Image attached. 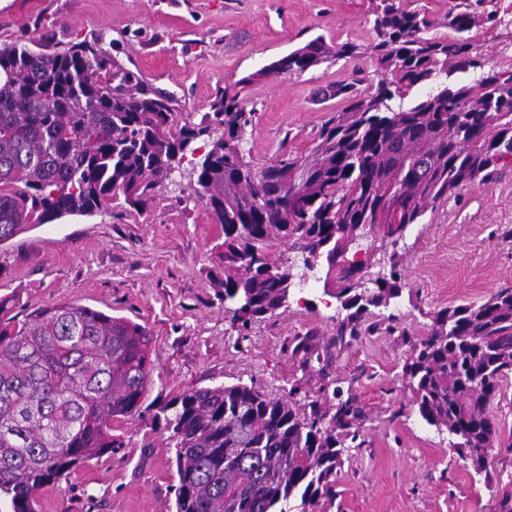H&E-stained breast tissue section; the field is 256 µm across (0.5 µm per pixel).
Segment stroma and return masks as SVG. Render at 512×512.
<instances>
[{
	"instance_id": "35a3bbf8",
	"label": "stroma",
	"mask_w": 512,
	"mask_h": 512,
	"mask_svg": "<svg viewBox=\"0 0 512 512\" xmlns=\"http://www.w3.org/2000/svg\"><path fill=\"white\" fill-rule=\"evenodd\" d=\"M379 0H7L0 46L23 40L61 50L87 42L174 93L178 118L200 123L218 88L237 86L249 113L240 148L255 169L310 154L322 125L347 101L337 85L377 80L370 57L331 60L301 74L259 71L315 37L372 40ZM253 76L251 84L242 79ZM205 135L140 212L119 208L32 226L0 243V300L26 318L56 303L86 306L145 326L151 381L144 416L114 422L123 446L48 488L38 512H174L176 468L149 405L193 388L244 384L297 408L341 390L363 409L361 447L347 449L330 512H498L512 491V376L490 411L498 439L476 473L454 437L419 415L402 375L434 315L512 287V167L428 207L371 276L398 273L399 298L374 309L357 335L323 289L324 268L292 253L286 307L241 323L219 296L221 242L190 173Z\"/></svg>"
}]
</instances>
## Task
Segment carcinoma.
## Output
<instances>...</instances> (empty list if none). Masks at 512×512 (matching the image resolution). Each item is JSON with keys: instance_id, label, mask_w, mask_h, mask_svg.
I'll return each instance as SVG.
<instances>
[{"instance_id": "carcinoma-1", "label": "carcinoma", "mask_w": 512, "mask_h": 512, "mask_svg": "<svg viewBox=\"0 0 512 512\" xmlns=\"http://www.w3.org/2000/svg\"><path fill=\"white\" fill-rule=\"evenodd\" d=\"M485 4L461 0L436 21L381 0L369 46H329L317 36L239 80L370 55L381 75L376 87L336 86L349 104L324 123L305 159L240 169L231 144L245 110L238 94L218 90L206 118L224 126V138L196 163V184L224 230L214 249L235 317L246 322L285 306L293 279L273 254L287 244L306 269L326 264L324 291L348 311L338 335H355L369 308L402 291L393 277L360 291L336 271L360 227L394 235L395 245L429 206L488 183L512 158V64L485 68L472 43L473 28L504 24ZM436 26L448 36L428 35ZM476 71L473 85L442 82L405 103L419 84ZM175 104L174 94L86 43L53 52L18 41L0 47V242L65 216L147 208L173 160L198 138L196 127L176 125ZM394 182L403 213L388 231L378 215ZM150 343L145 327L85 306L55 304L18 320L0 301V492L13 512H36L45 488L122 447L112 421L140 413ZM511 374L512 288L439 311L403 365L421 418L455 436L478 473L487 461L472 452L496 439L489 406ZM361 417L352 396L314 403L308 413L243 384L175 396L155 418L164 419L174 451L176 512H290L296 496L299 512H316L336 499L345 443L360 438Z\"/></svg>"}]
</instances>
